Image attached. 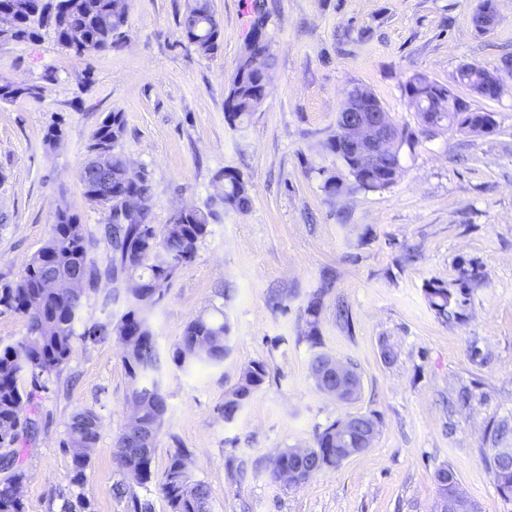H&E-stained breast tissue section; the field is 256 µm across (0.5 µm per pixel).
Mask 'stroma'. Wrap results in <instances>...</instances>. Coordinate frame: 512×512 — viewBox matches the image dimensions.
<instances>
[{
  "label": "stroma",
  "mask_w": 512,
  "mask_h": 512,
  "mask_svg": "<svg viewBox=\"0 0 512 512\" xmlns=\"http://www.w3.org/2000/svg\"><path fill=\"white\" fill-rule=\"evenodd\" d=\"M255 3L274 56L271 92L234 128L224 99ZM186 4L132 0L118 50L79 58L49 29L0 47V77L55 76L42 100L0 103V282L17 278L62 209L78 215L105 264L109 212L84 198L78 173L112 111L125 116L131 170L154 186L156 229L219 197L227 167L252 200L247 212L210 224L151 312L161 355L188 322L219 311L230 352L217 366L165 365L167 412L150 482L123 477L114 456L132 413L121 344L78 339L59 373L21 382L37 406L17 446L24 512H131L136 499L170 512L159 486L180 449L210 489V512H434L433 476L443 466L480 512H512L482 462L488 422L512 417V0H497L485 32L473 23L479 0H210L223 42L208 57L181 36ZM467 63L498 69L497 98L454 83ZM416 74L492 113L494 131L424 130L405 94ZM356 86L416 136L401 149L400 176L379 191L351 186L326 149ZM332 176L344 184L335 195L324 190ZM464 269L478 278L461 283ZM432 284L466 288L456 318L430 308ZM316 294L314 345L305 330ZM384 342L392 360L381 355ZM323 352L356 365L357 400L317 389L310 362ZM253 361L269 375L225 421L224 397ZM83 408L98 414L100 437L79 473L61 441ZM356 413L377 420L370 448L297 487L271 478L278 454L312 445L317 431Z\"/></svg>",
  "instance_id": "stroma-1"
}]
</instances>
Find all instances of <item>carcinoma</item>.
I'll return each mask as SVG.
<instances>
[{"instance_id": "1", "label": "carcinoma", "mask_w": 512, "mask_h": 512, "mask_svg": "<svg viewBox=\"0 0 512 512\" xmlns=\"http://www.w3.org/2000/svg\"><path fill=\"white\" fill-rule=\"evenodd\" d=\"M76 12L71 15L72 26L80 29L87 54L118 50L126 37L130 0H73ZM15 38L28 41L37 35V29H53L57 43L67 49L66 32L53 27L42 16L27 9H19ZM181 35L204 55L215 53L222 42V28L215 17L210 0H187L179 21ZM270 42L265 32V18L255 15L239 57L236 70L229 82L224 100V116L234 128L243 125L265 100L268 70L271 67ZM491 76L490 69L479 64H465L457 73L460 84L476 95H483ZM409 103L416 107L422 126L427 131L446 127L478 134L481 112L464 103L461 112H450L433 96V81L423 74L412 77L405 86ZM124 113H109L94 130L87 146V157L79 171L83 194L96 193L100 175L94 169L93 151L106 149L112 169L111 196L103 202L109 210V224L105 238L110 248L105 274L112 283L124 289L125 309L111 313L104 322H91L84 317V299L97 283L100 270L91 256L96 242L89 237L78 217L69 210H61L52 225L51 235L44 246L30 259L18 277L0 283V309L21 314L26 319V333L20 339L0 343V448H12L19 442L21 432L31 429L35 409L33 395L22 391L19 380L25 374L32 378L50 377L60 371L74 349V340L95 341L113 335L122 342L123 363L129 377L130 399L134 408L131 419L159 436L167 411L162 388L164 361L160 355L149 313L162 294L163 287L178 269L191 261L198 243L208 233V226L219 217V210L246 212L251 196L241 175L226 168L219 200L208 199L204 207L194 208L164 227L160 233L151 224L154 191L144 175L134 182L122 141L125 135ZM400 169L386 165L364 172H349L353 185L375 191L389 187L399 176ZM131 194L139 203V218L126 220L119 198ZM52 279H65L66 288H49ZM464 291L455 292L442 286H431L427 297L431 308L441 317L456 314ZM322 310L321 298L308 302L307 338H318V324ZM229 326L224 313L213 317L200 316L190 321L173 347L172 362L180 369L199 364L217 365L224 361L228 350L226 339ZM268 370L262 362H252L241 372L235 388L224 400V419L231 422L248 399L265 382ZM100 419L91 409L72 414L66 425L63 446L72 450V461L77 472L89 465V455L80 448L95 447L99 438ZM130 426H125L115 439L116 459L120 470L137 483L144 485L151 479L153 451L131 447ZM512 436V419L493 421L486 430L487 440L495 445ZM360 432H350L346 442L336 443V423H331L314 436L308 455H299V449L290 448L280 453L273 462L271 475L279 479L286 468L297 473L300 485L311 471L318 472L340 466L346 460L345 449L359 444ZM187 454L176 451L161 483V492L171 512H209L208 486L192 478ZM492 474L499 494L512 498V455L495 452L482 456ZM16 454L0 456V469L5 476L0 480V512H24L19 495L23 472L15 468ZM438 501L460 495L456 476L449 467L436 470Z\"/></svg>"}]
</instances>
